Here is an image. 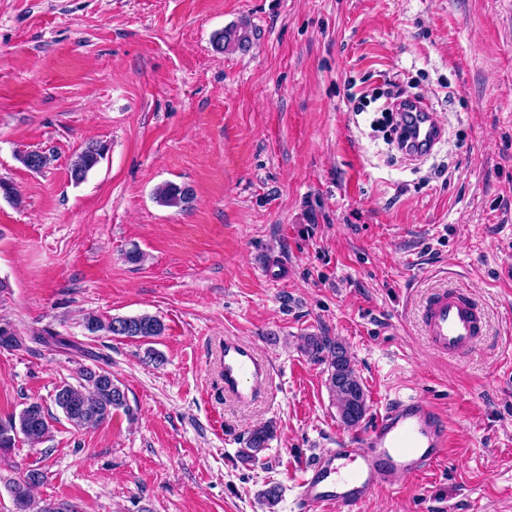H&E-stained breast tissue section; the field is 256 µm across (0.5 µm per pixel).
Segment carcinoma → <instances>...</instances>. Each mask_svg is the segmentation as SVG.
Instances as JSON below:
<instances>
[{"label": "carcinoma", "mask_w": 512, "mask_h": 512, "mask_svg": "<svg viewBox=\"0 0 512 512\" xmlns=\"http://www.w3.org/2000/svg\"><path fill=\"white\" fill-rule=\"evenodd\" d=\"M248 41L249 34L245 29H226L214 38L216 47L222 50L240 47ZM106 150V145L102 143L88 144L70 163L71 180L76 184L83 182ZM20 161L28 169L39 171L50 163V157L41 151L28 152L21 156ZM155 198L166 206L187 207L192 201V193L187 187L165 183L155 189ZM83 321L84 327L91 333L105 331L143 341L158 337L165 330L164 324L157 317L147 314L113 317L105 322L99 316L89 313ZM0 347L14 350L25 348L24 340L8 322H0ZM304 352L311 360L327 365L328 387L336 401L341 422L352 425L348 417L354 406L359 407L360 416H365V390L355 373L347 349L327 336L310 335L305 339ZM54 402L65 417L79 427L98 426L119 411L133 416L125 389L112 378V372L100 366L81 368L77 384L65 383L59 386ZM48 433L49 422L45 407L37 401L30 402L19 414L0 417V453L14 447L15 439L20 434L35 445L41 443ZM273 436L274 426L271 424L252 429L245 439V447L238 450V456L246 462L255 460ZM45 478L44 471L34 468L8 483L15 512H78L73 504L66 501L37 500L33 497V488L43 483Z\"/></svg>", "instance_id": "1"}]
</instances>
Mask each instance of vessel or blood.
Returning a JSON list of instances; mask_svg holds the SVG:
<instances>
[{
    "label": "vessel or blood",
    "instance_id": "obj_1",
    "mask_svg": "<svg viewBox=\"0 0 512 512\" xmlns=\"http://www.w3.org/2000/svg\"><path fill=\"white\" fill-rule=\"evenodd\" d=\"M408 156L431 151L443 138L444 126L432 103L411 98L400 111ZM421 320L429 344L438 352L462 358L475 348L484 315L469 293L442 289L426 301ZM224 393L245 402L265 392L269 364L238 337L224 339ZM452 446L447 419L432 404L395 394L375 414L352 447L314 459L296 485L298 512H361L370 496L396 476L416 477L445 458Z\"/></svg>",
    "mask_w": 512,
    "mask_h": 512
}]
</instances>
